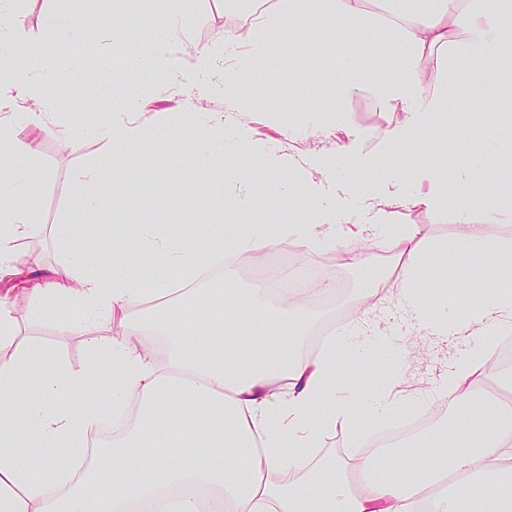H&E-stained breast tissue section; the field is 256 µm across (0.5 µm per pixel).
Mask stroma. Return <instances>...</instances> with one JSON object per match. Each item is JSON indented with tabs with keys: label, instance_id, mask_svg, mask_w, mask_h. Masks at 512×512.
Masks as SVG:
<instances>
[{
	"label": "stroma",
	"instance_id": "stroma-1",
	"mask_svg": "<svg viewBox=\"0 0 512 512\" xmlns=\"http://www.w3.org/2000/svg\"><path fill=\"white\" fill-rule=\"evenodd\" d=\"M71 6L83 22L94 23L93 35H76L65 42L64 57L68 61L65 68L52 67V56L48 53L26 62L35 80L57 99L53 122L20 130L22 138L40 144L38 187L26 202L38 221L31 225L26 238L16 242L14 256L37 281L62 269L63 255L49 236L48 228L73 218L72 202L80 191L78 174H94L104 186L119 183L132 187L135 206L103 209L96 221L104 225L162 224L168 212L175 209L183 212L186 223L203 224L215 206L213 200L202 197L198 190L205 174L184 164L180 156L181 136L186 132L199 135L197 113L224 112L223 97L209 94L202 87L200 77L188 71L177 74L173 83H158L155 93L139 108L138 117L150 128L167 123L173 129L171 138L158 141L147 160L114 159L111 149L94 136L91 119L95 113L107 116L113 113L112 91L107 83L113 63L107 39L112 4L110 0H72ZM189 8L188 24L169 42L171 56H181L192 46L222 41L225 30L235 22L233 15L225 13L224 0H191ZM90 61L95 64L97 78L94 88L87 90L76 86L72 76ZM233 119L249 127L255 140H281L286 153L309 162L312 179L334 187L337 202L353 203L352 162L335 156V131L320 135L299 132L289 138L283 134L282 123L271 121L263 113L237 112ZM63 129L69 130V139L60 137ZM326 156L331 159L329 167L317 168L316 160ZM276 252L288 262L303 260L307 267L348 283L340 299L312 306L314 320L309 342L319 343L322 333L333 331L336 325L347 321L360 289L377 287L371 316L379 331L394 337L400 346H406L405 340L410 336L416 341L414 347H406V354H393L386 363V376L401 377L406 389L430 390L453 367L461 351L477 346L471 334H456L443 341L417 324L405 321L395 286L403 262L380 246L369 248L367 262L358 266L343 264L333 252L301 256L286 245L277 247ZM0 292L10 293L14 315L25 336L56 346L74 367L85 366L84 337L68 334L56 323L36 318L33 311L37 300L21 287L12 288L1 282Z\"/></svg>",
	"mask_w": 512,
	"mask_h": 512
}]
</instances>
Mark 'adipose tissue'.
<instances>
[{"mask_svg": "<svg viewBox=\"0 0 512 512\" xmlns=\"http://www.w3.org/2000/svg\"><path fill=\"white\" fill-rule=\"evenodd\" d=\"M243 18L248 34L226 30L216 46L195 47L181 57L164 48L184 16L176 9L154 14L139 35L120 25L109 35L113 53L112 93L119 110L96 125L95 136L113 154L129 157L154 149L138 105L124 98L126 68L171 76L185 69L210 77L224 71V100L242 112L287 115V135L298 116L314 112L318 130L358 92L373 94L372 109L384 120L374 135L378 152L357 157L354 141H336L337 155L353 160V175L365 192L357 209L336 202L334 193L309 179L301 162L279 141L252 145L247 126L225 128L224 118L205 114L201 134L184 152L188 164L207 172L213 149L231 141L227 156L238 182L243 219L224 221L210 213L207 250L190 251L180 238L197 227L181 225L173 238L162 224L112 229L116 246L134 242L141 253L163 260L168 275L144 280L137 267L100 270L75 240L98 233L94 224H56L51 234L67 255L64 277L36 284L39 318L88 339L89 371L107 377L106 397L88 390V371L74 369L55 348L21 339L13 305L0 294V512H512V406L493 403L480 388L490 370L486 348L512 331V245L482 232L485 224L512 221V0H250ZM11 49L0 56V111L15 96L33 101L21 113L42 125L56 112V98L30 76L24 59L35 55L40 33L9 28ZM315 71L326 89L311 87L284 104L264 86L266 76ZM470 85L473 128L482 152L466 141L449 144L460 99L457 84ZM254 84L241 96L242 84ZM432 136L436 156L452 157L428 171L410 156L422 132ZM35 141L0 121V279L16 276L13 247L26 237L34 217L24 201L36 189ZM273 182L260 181V173ZM480 183L479 195L462 193ZM289 193L294 204L284 224L272 223L268 197ZM451 210L463 230L455 242L420 237L404 223L405 210ZM403 257L397 293L410 319L445 337L480 327V350L462 355L439 385L453 397L479 437L459 445L461 429L448 421L439 432L402 448L410 469L391 478L388 458L366 448L369 424L394 413L435 405L433 394L392 397L377 384L359 385L340 369L354 356L384 366L388 339L369 317L352 316L316 355L303 354L310 318L304 302L274 305L268 288L244 292L196 287L208 253L239 255L286 244L301 252L340 249L356 264L368 244ZM469 259L466 287L479 291L472 305L460 304L448 274V255ZM429 279L439 296L426 300L414 283ZM205 305L208 323L196 318ZM145 306L143 318L116 320V313ZM166 344L164 360L149 352L147 337ZM38 398L22 403L19 379ZM111 420V451L89 456L92 437ZM342 426L351 454L315 456L326 434ZM152 447L147 468L126 457ZM68 463H60V449ZM303 467L283 483V466ZM209 487V507L180 494L179 486Z\"/></svg>", "mask_w": 512, "mask_h": 512, "instance_id": "ef3b65f1", "label": "adipose tissue"}]
</instances>
